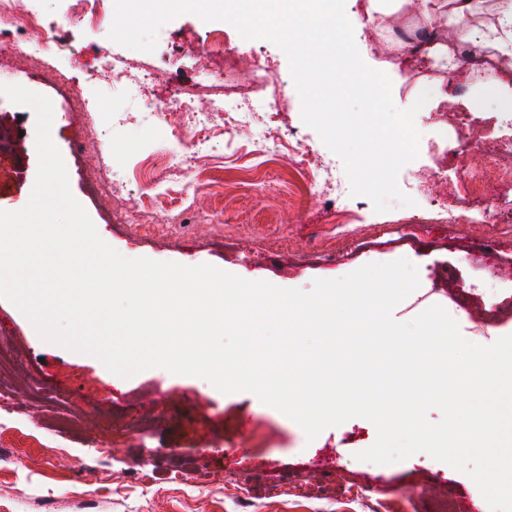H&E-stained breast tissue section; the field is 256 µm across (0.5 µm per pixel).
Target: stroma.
<instances>
[{
	"label": "stroma",
	"mask_w": 512,
	"mask_h": 512,
	"mask_svg": "<svg viewBox=\"0 0 512 512\" xmlns=\"http://www.w3.org/2000/svg\"><path fill=\"white\" fill-rule=\"evenodd\" d=\"M42 7L56 24V40L30 42L28 54L82 82L84 91L71 98L46 80L34 91L52 103L51 138L64 158L72 195L120 254L209 264L246 280L305 291L314 280L404 258L416 266L420 285L394 307V320L410 321L437 304L471 343L489 345L512 335V322L473 334L474 322L500 301L503 291L497 286L498 270L481 273L471 262L472 253L486 243L512 254V188L490 186L483 210L452 227L435 219L475 168L476 154L461 125L470 114L461 103L470 94L463 76L448 80L455 100L440 101L435 111L415 116L419 156L398 175L413 205L395 203L378 212L367 197H349L360 221L344 235L329 215L309 223L320 206L304 193L292 164L276 154L259 160L244 154L225 158L220 133L209 143L210 157L197 160L193 186L165 183L143 194L145 159L178 153L179 146L151 125L113 122V113L131 109L128 90L88 79L108 51L154 68L156 96L202 85L196 105L207 108L212 93L204 85L224 62L207 54L206 37L220 30L226 47L248 62L234 72L233 83L252 85L258 98L276 86L287 92L288 106L266 110L263 122L331 157L319 134L302 120L289 62L277 45L266 39L241 41L231 24L186 13L159 29L149 53L111 41V19L94 26L70 21L69 0H44ZM78 108L109 126L112 141L103 155L87 149L73 154L71 113ZM445 155L455 161L447 181L415 189L413 173L436 169ZM37 166L33 157L21 168L0 171V209L26 205ZM116 171L126 175L119 216L112 212L116 205L85 190L88 178H108ZM399 219L408 224V236L388 239L389 226ZM383 240L385 251L373 252V243ZM439 265L459 281L483 276L471 317H462L451 298L429 295L428 276ZM0 322L24 355L22 367L0 381V512H379V504L387 501L397 512H431L440 495L453 497L461 512H489L467 474L426 453L387 465L357 460V452L377 436L367 419L351 418L310 442L297 423L252 393L224 394L206 380L162 368L121 378L94 357L41 340L24 314L4 299ZM366 485L369 497L357 500L358 488Z\"/></svg>",
	"instance_id": "1"
}]
</instances>
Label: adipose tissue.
Masks as SVG:
<instances>
[{
  "label": "adipose tissue",
  "instance_id": "adipose-tissue-1",
  "mask_svg": "<svg viewBox=\"0 0 512 512\" xmlns=\"http://www.w3.org/2000/svg\"><path fill=\"white\" fill-rule=\"evenodd\" d=\"M365 20L397 64L468 71L472 107L496 91L512 111V0H366Z\"/></svg>",
  "mask_w": 512,
  "mask_h": 512
}]
</instances>
